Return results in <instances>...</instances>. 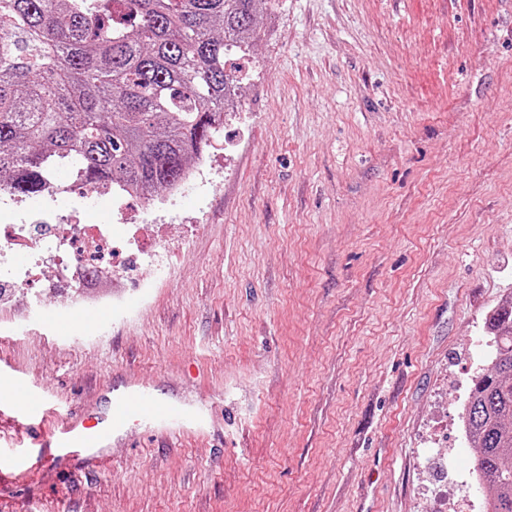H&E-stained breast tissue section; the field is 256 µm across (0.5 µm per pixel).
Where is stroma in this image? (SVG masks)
Listing matches in <instances>:
<instances>
[{
    "instance_id": "1",
    "label": "stroma",
    "mask_w": 512,
    "mask_h": 512,
    "mask_svg": "<svg viewBox=\"0 0 512 512\" xmlns=\"http://www.w3.org/2000/svg\"><path fill=\"white\" fill-rule=\"evenodd\" d=\"M257 24L230 60L248 119L181 195L0 198V225L122 211L145 252L169 243L154 287L94 331L60 335L72 313L46 304L19 327L26 295L0 300V366L51 404L32 428L0 418V462L89 399L104 413L124 378L211 428L129 426L101 467L42 460L0 479V512H432V441L457 449L467 500L478 450L454 411L512 303V0H269Z\"/></svg>"
}]
</instances>
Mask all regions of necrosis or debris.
I'll use <instances>...</instances> for the list:
<instances>
[{
    "label": "necrosis or debris",
    "mask_w": 512,
    "mask_h": 512,
    "mask_svg": "<svg viewBox=\"0 0 512 512\" xmlns=\"http://www.w3.org/2000/svg\"><path fill=\"white\" fill-rule=\"evenodd\" d=\"M140 259L134 224H4L0 226V285L31 293L15 310L28 320L37 305L71 311L128 305L131 289L148 287L131 274ZM64 286L58 297L49 288Z\"/></svg>",
    "instance_id": "obj_1"
}]
</instances>
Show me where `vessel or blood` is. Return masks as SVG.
<instances>
[{
	"label": "vessel or blood",
	"mask_w": 512,
	"mask_h": 512,
	"mask_svg": "<svg viewBox=\"0 0 512 512\" xmlns=\"http://www.w3.org/2000/svg\"><path fill=\"white\" fill-rule=\"evenodd\" d=\"M0 406L25 422L36 421L48 411L46 401L33 396L17 378L0 388ZM134 423L171 434L203 427L207 418L200 409L169 400L157 393L149 382L134 379L113 388L105 418L91 414L77 424L60 423L43 439L42 445L56 457L77 456L98 461L113 439Z\"/></svg>",
	"instance_id": "b4317fda"
}]
</instances>
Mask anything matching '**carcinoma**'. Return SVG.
I'll return each mask as SVG.
<instances>
[{
	"mask_svg": "<svg viewBox=\"0 0 512 512\" xmlns=\"http://www.w3.org/2000/svg\"><path fill=\"white\" fill-rule=\"evenodd\" d=\"M262 0H0V191L86 187L158 197L203 156L239 99L225 58L258 32ZM492 368L467 420L488 512H512V308L490 315Z\"/></svg>",
	"mask_w": 512,
	"mask_h": 512,
	"instance_id": "obj_1",
	"label": "carcinoma"
}]
</instances>
